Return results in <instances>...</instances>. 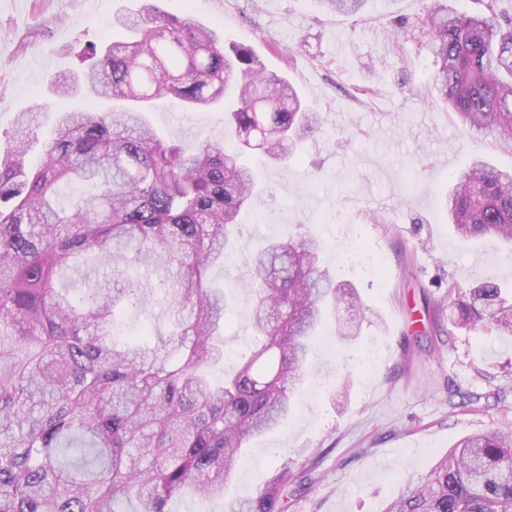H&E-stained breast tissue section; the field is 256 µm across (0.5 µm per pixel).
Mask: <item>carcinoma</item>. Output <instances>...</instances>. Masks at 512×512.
Instances as JSON below:
<instances>
[{"label":"carcinoma","mask_w":512,"mask_h":512,"mask_svg":"<svg viewBox=\"0 0 512 512\" xmlns=\"http://www.w3.org/2000/svg\"><path fill=\"white\" fill-rule=\"evenodd\" d=\"M365 0H320L355 15ZM135 34L82 49L83 77L52 86L104 104L58 111L32 163L30 113L0 158V512H173L185 489L224 496L249 443L281 427L318 328L346 293L321 266L324 244L306 233L246 259L253 336L236 369L224 365V290L208 272L224 261L260 171L220 138H161L146 113L170 100L188 110L224 105L240 149L285 163L319 113L253 51H224L221 33L184 8L150 5L117 18ZM435 70L429 94L461 124L512 143V20L489 0L478 15L434 8L420 21ZM90 191L57 204L60 182ZM448 216L464 241L512 244V170L475 158L453 179ZM105 270L75 303L62 283ZM454 327L512 335V291L482 282L448 286ZM169 313L170 330L119 338L132 306ZM278 476L239 512H285ZM384 512H512V431L461 440Z\"/></svg>","instance_id":"cac0c4a2"}]
</instances>
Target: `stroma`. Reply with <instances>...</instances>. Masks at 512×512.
Returning a JSON list of instances; mask_svg holds the SVG:
<instances>
[{
  "label": "stroma",
  "mask_w": 512,
  "mask_h": 512,
  "mask_svg": "<svg viewBox=\"0 0 512 512\" xmlns=\"http://www.w3.org/2000/svg\"><path fill=\"white\" fill-rule=\"evenodd\" d=\"M165 12L181 0H0V151L17 113L48 110L36 130L49 132L63 102L49 96L56 76L81 69L78 51L123 40L116 16L142 2ZM486 0H367L356 15L317 0H193L194 17L243 45L284 75L303 103L325 120L300 157L274 165L246 153L264 173L263 190L240 217L224 262L209 279L226 296L224 347L244 352L251 335L241 282L245 258L261 242L300 232L327 241L321 265L352 284L363 303L354 342L322 329L287 423L253 440L223 498H183L175 512H236L276 475L288 476L285 512H383L401 488L472 433L512 428V395L502 403L450 408V393L488 394L512 386V338L450 329L428 308L449 309V285L482 281L512 286V246L467 243L447 218L453 176L483 157L512 167V147L474 137L427 84L433 69L414 25L435 4L474 13ZM166 139L194 142L224 133L221 108L186 112L171 104L148 114ZM355 239L382 256L376 271L330 242ZM312 478L298 491L300 479Z\"/></svg>",
  "instance_id": "stroma-1"
}]
</instances>
